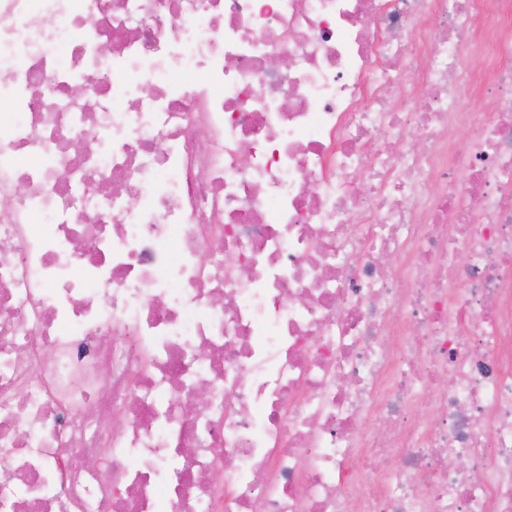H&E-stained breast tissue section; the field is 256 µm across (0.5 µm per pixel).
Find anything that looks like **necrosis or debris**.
Returning a JSON list of instances; mask_svg holds the SVG:
<instances>
[{"mask_svg": "<svg viewBox=\"0 0 512 512\" xmlns=\"http://www.w3.org/2000/svg\"><path fill=\"white\" fill-rule=\"evenodd\" d=\"M0 512H512V0H0Z\"/></svg>", "mask_w": 512, "mask_h": 512, "instance_id": "obj_1", "label": "necrosis or debris"}]
</instances>
